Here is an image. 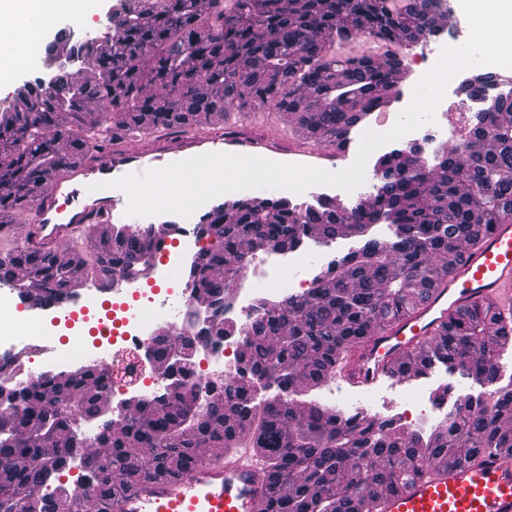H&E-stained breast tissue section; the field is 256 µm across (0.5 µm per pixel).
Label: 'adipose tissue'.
<instances>
[{"mask_svg":"<svg viewBox=\"0 0 512 512\" xmlns=\"http://www.w3.org/2000/svg\"><path fill=\"white\" fill-rule=\"evenodd\" d=\"M75 9L76 0H0V13L20 22L19 27L0 30V87L10 82L14 71L23 66L37 48V40L24 28V21Z\"/></svg>","mask_w":512,"mask_h":512,"instance_id":"ef3b65f1","label":"adipose tissue"}]
</instances>
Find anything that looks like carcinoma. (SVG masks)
<instances>
[{
  "label": "carcinoma",
  "mask_w": 512,
  "mask_h": 512,
  "mask_svg": "<svg viewBox=\"0 0 512 512\" xmlns=\"http://www.w3.org/2000/svg\"><path fill=\"white\" fill-rule=\"evenodd\" d=\"M104 38L62 28L45 47L44 66L16 85L0 113V226L28 209L37 186L71 157L94 161L109 145L134 136L186 133L204 112L224 118L232 106L274 107L302 132L340 146L381 104L399 98L407 77L400 51L444 31L439 0H119L108 6ZM357 38L382 49L373 56L336 54ZM97 76L93 84L71 69ZM149 86L161 94L145 93ZM95 116L87 118L88 104ZM430 167L418 146L379 156L385 182L346 209L321 196L238 199L216 205L204 233L215 248L186 268V284L202 285L214 303L240 277L249 258L272 247L288 251L307 238L328 244L348 229L363 235L384 224L391 237L368 239L313 277L299 299L259 300L250 329L216 319L204 335L247 336L238 362L245 372L213 374L205 389L189 387L175 368L200 353L189 337L160 329L152 352L168 391L125 407L118 423L94 436L103 453L86 450L78 419L102 414L106 368L87 364L80 376L58 372L34 386H0V512H79L74 487L93 484L95 512H109L134 484L188 470L203 448H228L241 427L270 472L271 512H368L373 499L407 485L434 459L462 461L499 451L512 455V381L470 395L429 437L401 415L363 423L340 410L305 413L294 396L332 378L350 344L411 312L448 275L463 246L512 221V89L484 101L462 136ZM138 224L112 225V241L89 258L18 248L0 253V281L46 307L69 298L78 271L107 289L115 275L150 260ZM512 315L472 302L448 334L410 363L424 377L432 365L493 384L501 378L500 333ZM275 387L291 395L250 409L244 395ZM24 416H14L16 403ZM78 468L75 480L70 471Z\"/></svg>",
  "instance_id": "cac0c4a2"
}]
</instances>
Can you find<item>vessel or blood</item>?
<instances>
[{
	"label": "vessel or blood",
	"instance_id": "b4317fda",
	"mask_svg": "<svg viewBox=\"0 0 512 512\" xmlns=\"http://www.w3.org/2000/svg\"><path fill=\"white\" fill-rule=\"evenodd\" d=\"M301 144L300 164L317 167L338 160L347 148L302 144L298 129L278 131L264 141L276 150L279 140ZM255 142L215 133L195 134L177 143L166 141L142 150L116 147L91 163L74 162L38 188L25 223L0 227L1 236H16L34 249L57 252L104 232L113 224L133 223L128 198L119 189L94 190V183L159 169L205 153H255ZM212 203L191 218L175 214L146 217L161 240L177 241L186 223L200 224ZM512 307V221L497 225L477 246L466 249L455 270L440 280L429 298L406 317L345 348L336 361V377L353 388L368 389L393 378L400 364L444 332L450 316L474 300ZM263 457L241 436L230 448L203 456L189 471L145 480L114 502L112 512H268L270 488ZM372 512H512V459L492 452L469 463L432 462L424 475L406 487L385 492Z\"/></svg>",
	"mask_w": 512,
	"mask_h": 512
}]
</instances>
